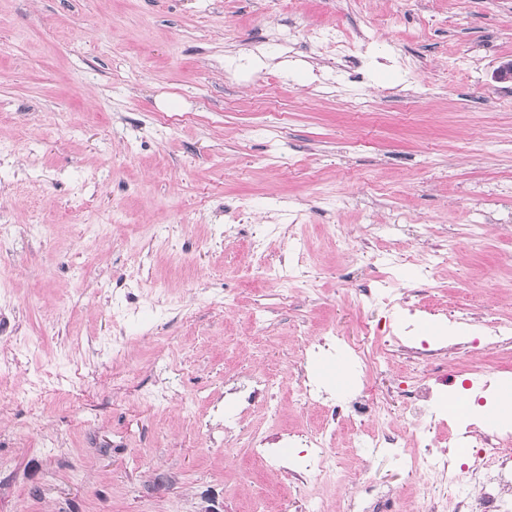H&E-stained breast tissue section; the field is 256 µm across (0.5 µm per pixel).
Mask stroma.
I'll return each mask as SVG.
<instances>
[{
	"instance_id": "1",
	"label": "stroma",
	"mask_w": 512,
	"mask_h": 512,
	"mask_svg": "<svg viewBox=\"0 0 512 512\" xmlns=\"http://www.w3.org/2000/svg\"><path fill=\"white\" fill-rule=\"evenodd\" d=\"M0 0V512H342L358 482L407 469L347 447L334 482L257 466L249 433L316 432L298 336L357 339L356 292L385 266L424 301L490 306L512 274V0ZM369 43L356 64L305 44ZM302 44L282 52L277 32ZM366 102L353 111L352 99ZM274 231L264 264L240 202ZM387 251L338 253L326 228L368 222ZM491 231L479 247L470 225ZM459 251L423 283V243ZM300 243L312 289L282 301L273 268ZM37 342L28 358L13 343ZM73 403L32 412L38 368ZM493 390L512 344L450 356ZM280 374L278 423L225 430L224 388ZM210 420V430L200 421Z\"/></svg>"
}]
</instances>
